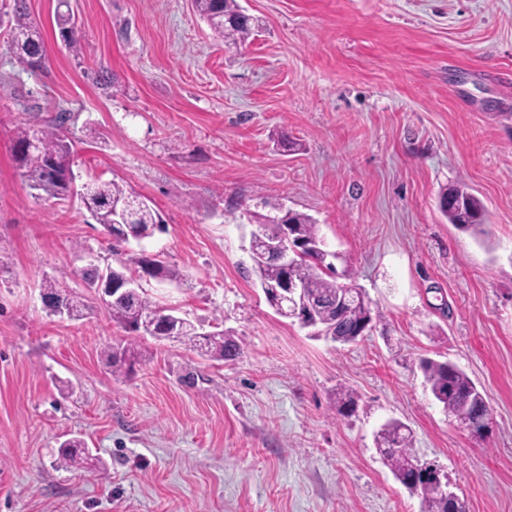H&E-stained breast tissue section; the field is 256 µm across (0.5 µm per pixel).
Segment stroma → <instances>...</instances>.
I'll return each instance as SVG.
<instances>
[{
    "label": "stroma",
    "instance_id": "obj_1",
    "mask_svg": "<svg viewBox=\"0 0 512 512\" xmlns=\"http://www.w3.org/2000/svg\"><path fill=\"white\" fill-rule=\"evenodd\" d=\"M0 0V512H421L377 451L391 419L467 512H512V0H240L252 19L227 45L191 0H27L43 70L7 46ZM105 68L113 85L87 79ZM66 120L77 184L117 181L167 230L124 245L174 266L149 297L199 331L244 343L234 362L113 322L81 269L115 265L78 199L22 180L15 127ZM295 142V150L283 140ZM486 207L487 238L449 224L440 192ZM313 218L341 282L382 322L343 345L268 304L251 267V214ZM83 295L49 313L44 278ZM135 343L133 369L106 353ZM483 391L474 435L448 416L421 359ZM352 391V413L336 410ZM82 437L105 464L61 467ZM66 7V11H61V7ZM56 25L64 45L72 52L77 53L79 47V34L75 22L68 9L67 0H59L55 14Z\"/></svg>",
    "mask_w": 512,
    "mask_h": 512
}]
</instances>
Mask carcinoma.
<instances>
[{
	"label": "carcinoma",
	"instance_id": "carcinoma-1",
	"mask_svg": "<svg viewBox=\"0 0 512 512\" xmlns=\"http://www.w3.org/2000/svg\"><path fill=\"white\" fill-rule=\"evenodd\" d=\"M192 3L199 16L224 42L236 45L252 34L251 20L243 15L238 0H192ZM63 6H68V0H58L56 25L64 45L75 53L79 47V34L70 12L61 10ZM13 13L15 27L9 47L25 68L33 72L40 70L45 65L46 48L37 27L29 19L26 0H13ZM32 139L38 142L39 149L36 154L28 155L24 153V146ZM15 147L21 177L31 188L44 192L50 198L64 199L69 196V174L73 161L70 149L61 139L57 127L35 123L19 126L15 133ZM136 198V193L114 180L94 182L84 187L81 196L83 204L96 223L111 237L114 255L121 254V245L125 243V226L117 220L120 205L129 208L130 223L134 224L140 238H149L157 231L166 230L160 214L149 204L136 202ZM442 199L448 200V206L441 208L448 223L458 229L484 232L485 207L480 199L462 187L447 190ZM287 215L298 239L324 246L318 225L310 216L297 211H289ZM252 261L254 273L264 283L278 284L287 277L307 284L313 300V327L334 328L343 344L357 342L379 319V312L370 306L363 308L339 302L336 269L324 253L306 250L286 269L272 261L261 262L255 257ZM129 262L153 278L173 282L180 277L177 269L161 261L132 257L127 262L119 261V267L111 268L112 279H136L127 266ZM41 288L44 297H62L67 301L70 318L84 316L86 304L82 298L57 280L46 278ZM107 307L112 321L132 332L138 331L139 316L151 314L157 318V324L149 336L161 340L169 338L172 333L177 340L213 360L236 361L244 354L242 342L235 337L222 332L206 335L197 332L194 325L173 315L172 310L158 305L140 287L109 300ZM109 358L112 373L120 374L124 367L135 362V349L117 347ZM420 369L435 400L464 427L472 426L487 412L488 405L483 394L472 379L454 364L423 358ZM377 447L395 479L406 489L421 494V512H453L448 498L423 479L419 471L420 463L412 452L411 433L405 424L398 420L388 421L378 433ZM59 462L66 468L101 469L99 458L90 454L84 441L76 437L65 440L60 447Z\"/></svg>",
	"mask_w": 512,
	"mask_h": 512
}]
</instances>
